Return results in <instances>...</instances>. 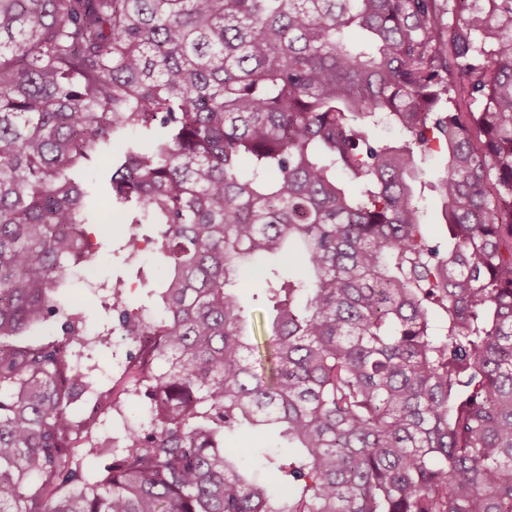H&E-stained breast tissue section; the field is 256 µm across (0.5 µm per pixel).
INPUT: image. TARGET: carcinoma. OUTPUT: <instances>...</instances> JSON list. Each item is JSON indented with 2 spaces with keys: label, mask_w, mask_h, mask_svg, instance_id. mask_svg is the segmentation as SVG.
Returning <instances> with one entry per match:
<instances>
[{
  "label": "carcinoma",
  "mask_w": 512,
  "mask_h": 512,
  "mask_svg": "<svg viewBox=\"0 0 512 512\" xmlns=\"http://www.w3.org/2000/svg\"><path fill=\"white\" fill-rule=\"evenodd\" d=\"M101 209L166 279L112 285L147 424L94 481L52 293ZM294 253L260 374L232 286ZM0 512H512V0H0ZM243 443L255 448H262L263 450L284 446V442L277 434L269 435L265 433L262 439L257 440L253 436L251 429L245 426L239 427L235 431L226 434L224 439L225 448H239Z\"/></svg>",
  "instance_id": "obj_1"
}]
</instances>
